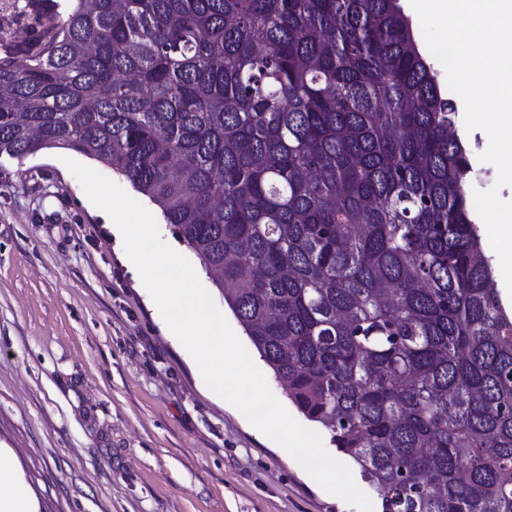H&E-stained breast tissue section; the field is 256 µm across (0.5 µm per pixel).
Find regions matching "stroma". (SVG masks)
I'll list each match as a JSON object with an SVG mask.
<instances>
[{
	"label": "stroma",
	"instance_id": "35a3bbf8",
	"mask_svg": "<svg viewBox=\"0 0 512 512\" xmlns=\"http://www.w3.org/2000/svg\"><path fill=\"white\" fill-rule=\"evenodd\" d=\"M47 0H0V57ZM51 149L0 156V448L38 512H356L211 396Z\"/></svg>",
	"mask_w": 512,
	"mask_h": 512
}]
</instances>
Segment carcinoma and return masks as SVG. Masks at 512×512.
I'll return each instance as SVG.
<instances>
[{"instance_id": "carcinoma-1", "label": "carcinoma", "mask_w": 512, "mask_h": 512, "mask_svg": "<svg viewBox=\"0 0 512 512\" xmlns=\"http://www.w3.org/2000/svg\"><path fill=\"white\" fill-rule=\"evenodd\" d=\"M0 61V155L123 176L381 512H512V314L400 0H68Z\"/></svg>"}]
</instances>
